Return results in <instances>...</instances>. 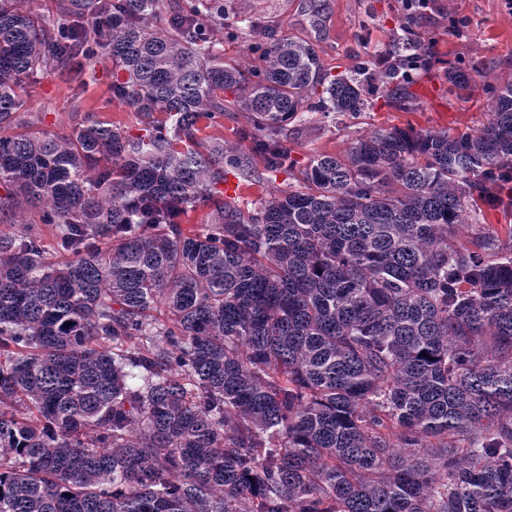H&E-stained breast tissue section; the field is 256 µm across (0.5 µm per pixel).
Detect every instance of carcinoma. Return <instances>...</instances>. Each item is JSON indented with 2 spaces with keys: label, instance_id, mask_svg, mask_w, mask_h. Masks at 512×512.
<instances>
[{
  "label": "carcinoma",
  "instance_id": "1",
  "mask_svg": "<svg viewBox=\"0 0 512 512\" xmlns=\"http://www.w3.org/2000/svg\"><path fill=\"white\" fill-rule=\"evenodd\" d=\"M232 3L64 0L47 24L0 0V131L26 80L104 60L142 123L0 134V211L42 207L67 255L0 233V512H512V227L457 241L505 204L512 79L477 128L376 129L244 209L225 169L292 171L288 123L371 86L411 110L435 44L405 9L382 68L333 75L298 37L230 65ZM226 112L251 148L198 136Z\"/></svg>",
  "mask_w": 512,
  "mask_h": 512
}]
</instances>
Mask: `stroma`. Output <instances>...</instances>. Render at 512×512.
Wrapping results in <instances>:
<instances>
[{
	"mask_svg": "<svg viewBox=\"0 0 512 512\" xmlns=\"http://www.w3.org/2000/svg\"><path fill=\"white\" fill-rule=\"evenodd\" d=\"M237 7L256 20L257 40L305 38L335 74L375 60L403 22L399 0H237ZM452 11L470 20L469 37L449 30L447 15ZM419 31L435 41L436 60L414 79V110L391 108L382 93L374 91L368 108L357 116L334 120L315 116L305 128L288 134L287 146L298 167H305L319 153L344 154L352 138L380 127L410 125L423 131L457 133L485 122L492 103L489 86L479 81L470 90L454 92L445 72L456 62L483 63L497 76L512 78V12L503 0H428ZM111 82L108 62L98 66L96 80L82 90L64 71L37 77L22 94L25 105L18 113L15 132L64 135L90 114L138 134L137 113L113 100Z\"/></svg>",
	"mask_w": 512,
	"mask_h": 512,
	"instance_id": "1",
	"label": "stroma"
}]
</instances>
